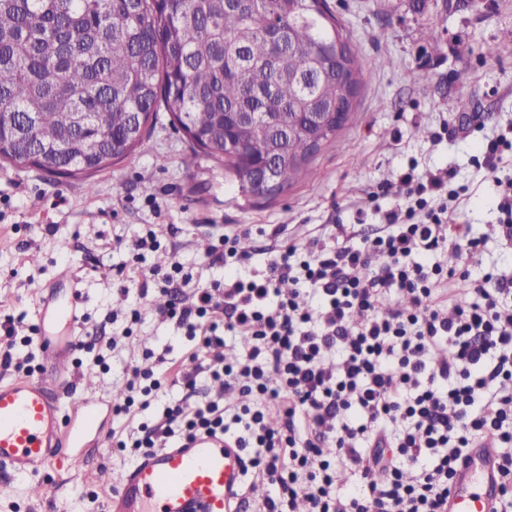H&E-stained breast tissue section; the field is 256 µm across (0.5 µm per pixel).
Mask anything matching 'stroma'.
Returning a JSON list of instances; mask_svg holds the SVG:
<instances>
[{
	"label": "stroma",
	"mask_w": 512,
	"mask_h": 512,
	"mask_svg": "<svg viewBox=\"0 0 512 512\" xmlns=\"http://www.w3.org/2000/svg\"><path fill=\"white\" fill-rule=\"evenodd\" d=\"M327 3L358 50V112L316 155L312 175L276 199L243 196L223 164L206 155L185 166L190 143L163 109L147 151L88 181L0 163V322L12 317L19 335H31L44 287L58 267H69L83 324L63 406L72 410L90 390L103 400L98 438L63 466L28 474L0 467V512H107L114 487L103 474L139 457L120 440L182 398L177 373L195 342L154 315L131 324L136 296L121 290L132 267H153L157 255L176 258L201 283L220 281L224 266L209 249L244 232L253 250L247 274H262L276 227L295 241L317 236L330 245L340 224L372 233L404 193L400 178L414 162L448 170L454 185L467 187L455 223L481 240L483 264L512 269V248L500 243L486 203L493 175L473 161L484 138L512 136V54H484L491 43L512 45V0ZM423 71L429 82L418 81ZM460 71L466 83L457 82ZM463 124L470 136L460 133ZM150 231L158 251L134 252V238ZM34 254L39 264L31 263ZM136 367L159 374L162 387L148 408L115 414L114 395Z\"/></svg>",
	"instance_id": "1"
}]
</instances>
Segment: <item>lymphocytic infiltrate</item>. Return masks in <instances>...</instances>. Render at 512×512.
<instances>
[{
    "label": "lymphocytic infiltrate",
    "instance_id": "lymphocytic-infiltrate-1",
    "mask_svg": "<svg viewBox=\"0 0 512 512\" xmlns=\"http://www.w3.org/2000/svg\"><path fill=\"white\" fill-rule=\"evenodd\" d=\"M402 181L404 198L373 234L342 229L329 246L273 230L261 277L235 275L252 259L235 235L221 241L229 273L211 286H194L177 261L142 272L197 296L158 311L197 342L184 387L206 372L250 401L180 400L133 428L132 448H174L243 424L234 444L252 449L247 465L270 487L263 512H296L301 500L306 512H446L468 449L488 438L511 481L512 390L501 384L512 381V276L474 262L478 243L461 236L462 265L428 262L466 189L444 170L412 169ZM230 334L246 354L228 363ZM351 471L358 482L339 494Z\"/></svg>",
    "mask_w": 512,
    "mask_h": 512
}]
</instances>
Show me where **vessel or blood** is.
<instances>
[{
	"mask_svg": "<svg viewBox=\"0 0 512 512\" xmlns=\"http://www.w3.org/2000/svg\"><path fill=\"white\" fill-rule=\"evenodd\" d=\"M80 325V295L44 299L39 345L49 377L0 380V464L35 472L59 460L64 448H83L98 426V409L78 403L64 414L57 393ZM497 451L491 441L470 449L467 466L448 488V512H491L500 497ZM239 449L200 435L178 448H160L125 468L112 512H237L243 490Z\"/></svg>",
	"mask_w": 512,
	"mask_h": 512,
	"instance_id": "b4317fda",
	"label": "vessel or blood"
}]
</instances>
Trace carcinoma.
<instances>
[{"mask_svg": "<svg viewBox=\"0 0 512 512\" xmlns=\"http://www.w3.org/2000/svg\"><path fill=\"white\" fill-rule=\"evenodd\" d=\"M352 36L326 0H0V161L76 177L148 148L158 102L224 163L243 195L278 146L273 200L308 174L298 112H327L361 86L358 55L336 75L326 49ZM260 112L239 129L230 113Z\"/></svg>", "mask_w": 512, "mask_h": 512, "instance_id": "carcinoma-1", "label": "carcinoma"}]
</instances>
